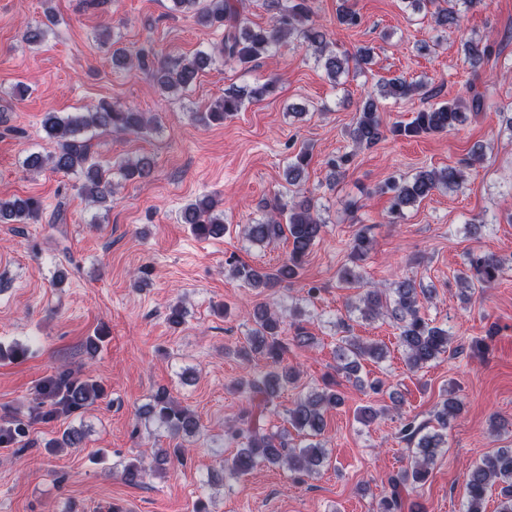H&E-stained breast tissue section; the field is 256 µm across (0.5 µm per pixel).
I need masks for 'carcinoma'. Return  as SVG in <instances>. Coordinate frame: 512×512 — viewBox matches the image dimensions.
Segmentation results:
<instances>
[{"label": "carcinoma", "mask_w": 512, "mask_h": 512, "mask_svg": "<svg viewBox=\"0 0 512 512\" xmlns=\"http://www.w3.org/2000/svg\"><path fill=\"white\" fill-rule=\"evenodd\" d=\"M171 10L188 12L204 27H224V42L212 52L199 51L190 59L166 60L144 51L134 54L122 50L112 52L115 67L138 68L153 77L159 90L174 95L189 90L200 72L212 65L245 66L265 55L276 52L294 39L312 50L315 62L327 77L335 81L349 73V61L362 64L370 58L371 50L359 48L354 55L338 54L330 48L325 31L312 19L310 0H265L272 21L266 27L253 25L238 9L236 0H171ZM482 0H442L433 13L434 24L442 29L460 28L461 8L471 9ZM46 23L29 26L23 38L29 43H40L50 26L59 24L52 8L45 11ZM466 61L473 67L491 56L488 39L467 38L463 41ZM418 86L399 79L379 84L378 97H369L357 109L350 136L356 146H370L385 138L381 118L380 100L395 102L412 96ZM276 90L273 81L264 82L243 94L234 89L224 90L206 112L195 113V118L208 125L221 123L242 110L244 98L260 101ZM483 99L475 95L470 105L460 100L431 104L416 113L408 123H396L389 132L397 137L412 138L438 134L457 129L467 119V112H478ZM90 128L116 133H143L150 129L146 114L130 106L99 101L86 112H46L42 120L45 138L56 146L55 152L43 155L30 153L24 159V168L38 173L46 166L75 173L81 184L79 191L99 207H112V181L110 169L94 161L87 141L77 135ZM311 161V153L299 150L288 162L286 176L288 186H298L302 174ZM126 180H146L155 168L153 156L141 154L133 159H121L114 163ZM464 167H447L441 170H420L410 179H392L377 188L380 194L389 195V213L395 217L404 210L422 202L439 189L459 192L466 186ZM42 213L40 200L28 197L7 200L0 197V223L25 224L36 220ZM180 223L187 224L200 239L221 238L227 230L224 211L218 209V201L203 195L187 203L179 212ZM326 222L315 210L311 198L297 194L288 203L277 205L273 212L253 224L245 225L246 238L254 244H265L280 239L288 241V253L282 262L270 270L262 266L236 263L231 268L232 277L249 288L270 290L292 283L300 274L305 258L322 239ZM374 246L373 239L360 231L353 239L351 252L355 259H364ZM505 262L493 255H472L465 262L458 282L462 285L464 299L473 297L475 289L494 287L503 277ZM432 289L416 285L412 279L396 284L388 296L380 288H369L358 302L347 304V312H358L361 318L371 320L386 317L398 330V343L403 350L409 371L417 372L436 361L451 349L452 335L448 328L434 324L423 312V301L431 298ZM252 323L245 344L237 356L248 362L255 356L265 359L268 370L243 378L237 389L246 394L250 408L240 416L239 424L230 427L233 439H244L238 453L224 460L221 478L238 479L257 469L277 466L290 472L318 474L329 465V453L323 441L327 413L342 405L343 398L328 386L315 388L297 397L286 411V422L301 436L296 445L288 441V430L280 433L265 431L268 415L275 413L274 400L289 384L297 380L296 369L284 363L287 351L282 341L284 314L267 306L258 305L248 312ZM383 345L366 342L358 336L347 334L336 344L337 370L351 377L357 375L365 361L379 362L385 358ZM42 393L52 401L51 412H76L91 402L102 398L103 385L93 379H74L67 373L47 380ZM464 409L456 395H447L436 406L432 418L426 422L415 416L401 419L398 438L405 443L411 456L407 464L390 479V491L377 504L376 512H403L402 492L407 487L424 482L430 466L448 445V425L457 419ZM143 414L167 430L171 437L193 436L199 430V422L193 412L179 405L165 389L151 396ZM185 449L177 443L172 448L161 449L154 457V465L163 470L174 461L182 462ZM145 468L134 462L124 465L122 480L129 485L140 483ZM498 490L496 512H512V448H498L469 467L466 474L465 495L461 512H486L487 495Z\"/></svg>", "instance_id": "carcinoma-1"}]
</instances>
